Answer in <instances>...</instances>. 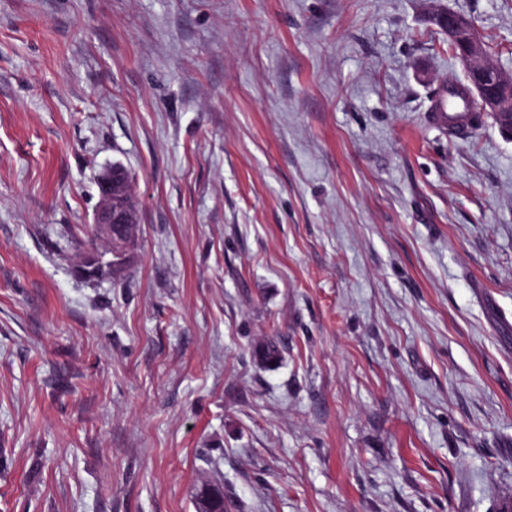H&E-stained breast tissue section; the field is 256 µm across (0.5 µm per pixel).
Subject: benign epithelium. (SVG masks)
I'll return each mask as SVG.
<instances>
[{"label":"benign epithelium","instance_id":"1","mask_svg":"<svg viewBox=\"0 0 512 512\" xmlns=\"http://www.w3.org/2000/svg\"><path fill=\"white\" fill-rule=\"evenodd\" d=\"M435 22L450 35L468 32L467 39L462 42L459 59L465 69L471 95L482 111L494 117L502 132L512 136V79L504 76L490 62L470 19L455 12H444L437 15ZM124 190L126 184L118 176V171L104 176L100 180V200L94 216V237L106 241L107 254L117 259L126 256L135 243L132 230L117 233L113 228L115 224H130V215L116 210L112 205L113 196L123 194ZM199 512H225L224 492L203 487Z\"/></svg>","mask_w":512,"mask_h":512}]
</instances>
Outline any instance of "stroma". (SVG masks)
Instances as JSON below:
<instances>
[{
	"mask_svg": "<svg viewBox=\"0 0 512 512\" xmlns=\"http://www.w3.org/2000/svg\"><path fill=\"white\" fill-rule=\"evenodd\" d=\"M441 10L512 77V0H0V512L512 500V138L432 122ZM126 181L129 186L127 176ZM126 181L121 180L118 176V171L114 170L104 176L99 182L101 186L99 191L100 200L93 222L94 237L96 240L101 239L106 241L109 248L108 251L100 257L94 252L89 253L87 257V263L89 264H102L101 260L105 259L107 254L111 255V258L113 256L117 259H122L134 247L135 236L132 231V225L134 224H131L130 220L137 224L138 218L131 191L127 197L124 196L123 198L117 196L116 198L118 204H123L124 199L129 202L131 217L125 212L117 211L112 205L113 196L115 194L123 195V191L126 190ZM114 224H126L130 226L128 230L117 233L114 231Z\"/></svg>",
	"mask_w": 512,
	"mask_h": 512,
	"instance_id": "stroma-1",
	"label": "stroma"
}]
</instances>
